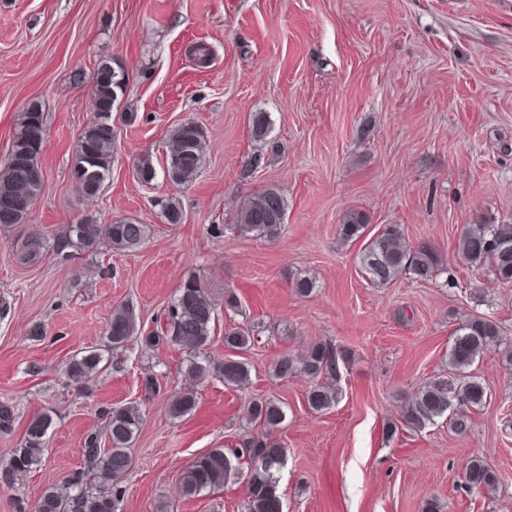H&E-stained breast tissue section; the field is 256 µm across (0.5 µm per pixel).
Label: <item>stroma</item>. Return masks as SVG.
<instances>
[{
	"instance_id": "stroma-1",
	"label": "stroma",
	"mask_w": 512,
	"mask_h": 512,
	"mask_svg": "<svg viewBox=\"0 0 512 512\" xmlns=\"http://www.w3.org/2000/svg\"><path fill=\"white\" fill-rule=\"evenodd\" d=\"M199 44L209 67L195 61ZM107 60L128 84L113 113L112 170L90 201L72 160L92 113V76ZM33 103L44 113L43 189L26 223L0 232V400L17 413L13 433L0 435V463L29 419L53 422L41 465L0 482V512L85 470L81 448L103 426L100 409L130 403L143 422L119 512H245L244 480L188 499L179 475L252 434L254 397L286 411L273 433L287 450L284 512H423L430 500L440 512H512V371L497 351L472 367L489 396L466 432L444 419L398 425L419 387L448 372L465 319L493 317L512 340V286L458 253L464 225L512 223V0H0V162ZM255 112L270 116L267 143L251 136ZM184 122L205 136L199 177L186 187L161 176L141 183L135 158L161 166ZM256 154L260 168L245 175ZM270 186L287 200L282 235L232 231L241 203ZM169 201L183 223H165ZM350 213L363 217L365 236L396 224L409 245L429 243L440 274L368 283L361 241L339 236ZM127 216L150 227L135 251L103 246L63 259L49 247L39 262L18 258L29 236L50 243L64 225ZM191 275L215 299L238 298V309H219L209 352L224 358V328L252 329L247 387L210 376L196 385V409L172 417L168 396L185 384L187 355L137 344L114 353L89 388L69 383L65 362L105 345L113 307L132 306L151 329ZM304 276L316 281L306 297L293 288ZM35 324L42 340L27 337ZM314 342L349 357L339 399L322 412L307 405L310 377L274 373L281 355ZM152 373L164 393L145 391ZM476 456L505 477L486 498L463 482Z\"/></svg>"
}]
</instances>
